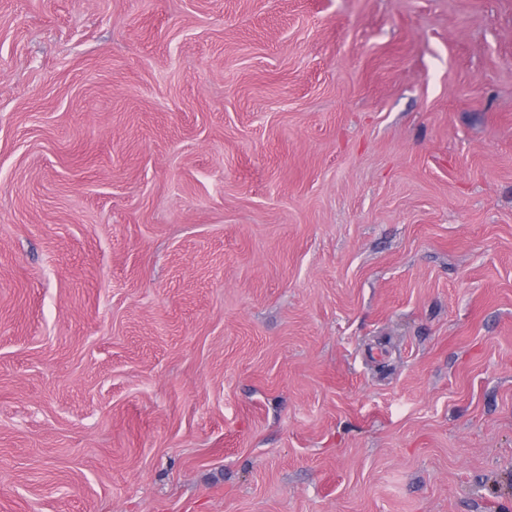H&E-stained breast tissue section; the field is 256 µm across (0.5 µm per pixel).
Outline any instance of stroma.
<instances>
[{"mask_svg": "<svg viewBox=\"0 0 512 512\" xmlns=\"http://www.w3.org/2000/svg\"><path fill=\"white\" fill-rule=\"evenodd\" d=\"M0 512H512V0H0Z\"/></svg>", "mask_w": 512, "mask_h": 512, "instance_id": "1", "label": "stroma"}]
</instances>
